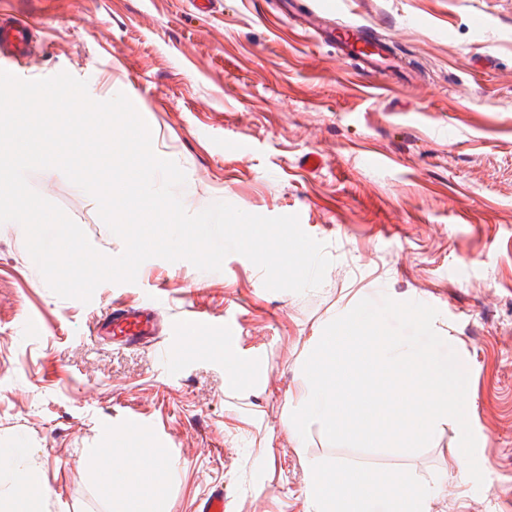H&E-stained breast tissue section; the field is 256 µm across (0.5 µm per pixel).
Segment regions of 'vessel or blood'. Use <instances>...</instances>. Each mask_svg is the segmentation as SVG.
I'll use <instances>...</instances> for the list:
<instances>
[{
  "mask_svg": "<svg viewBox=\"0 0 512 512\" xmlns=\"http://www.w3.org/2000/svg\"><path fill=\"white\" fill-rule=\"evenodd\" d=\"M333 6L328 0L311 8L304 16L305 32L320 38L332 39L337 48L350 57L360 59L365 71L376 74L386 70L391 62L388 44L371 39L364 24L334 23ZM30 23L16 16L0 17V58L16 61L30 51ZM95 335L109 336L121 346L156 343L161 335L155 309L113 302L104 318L93 328Z\"/></svg>",
  "mask_w": 512,
  "mask_h": 512,
  "instance_id": "b4317fda",
  "label": "vessel or blood"
}]
</instances>
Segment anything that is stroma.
<instances>
[{
    "mask_svg": "<svg viewBox=\"0 0 512 512\" xmlns=\"http://www.w3.org/2000/svg\"><path fill=\"white\" fill-rule=\"evenodd\" d=\"M289 0H0L34 18L37 47L0 69L66 72L101 100L137 96L155 154L186 173L191 213L224 201L295 214L331 258L323 284L270 291L246 257L221 271L145 261L132 283L90 303L58 297L0 224V468L45 492L42 512H113L92 479L110 434L170 464L160 512H200L223 487L225 512H308L312 459L446 475L437 512H512V0H331L335 20L372 27L402 67L365 72L306 35ZM488 23L477 29L474 15ZM101 253L124 250L93 197L63 174L29 173ZM435 307V331L469 374L466 408L484 475L449 456L451 427L416 453L300 436L288 413L324 327L361 299ZM116 300L153 306L158 344L123 348L93 324ZM222 328L186 336L191 311Z\"/></svg>",
    "mask_w": 512,
    "mask_h": 512,
    "instance_id": "obj_1",
    "label": "stroma"
}]
</instances>
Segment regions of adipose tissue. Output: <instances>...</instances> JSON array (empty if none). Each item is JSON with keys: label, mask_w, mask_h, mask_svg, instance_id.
Here are the masks:
<instances>
[{"label": "adipose tissue", "mask_w": 512, "mask_h": 512, "mask_svg": "<svg viewBox=\"0 0 512 512\" xmlns=\"http://www.w3.org/2000/svg\"><path fill=\"white\" fill-rule=\"evenodd\" d=\"M129 440L126 433L113 438L112 452L123 459V470L99 473V490L107 495L115 486L124 487L118 512H157L156 496L168 471L159 464L150 473H143L146 455L142 449L129 447ZM307 468L311 512H432L437 498L436 483L404 473L316 460L308 461Z\"/></svg>", "instance_id": "1"}]
</instances>
